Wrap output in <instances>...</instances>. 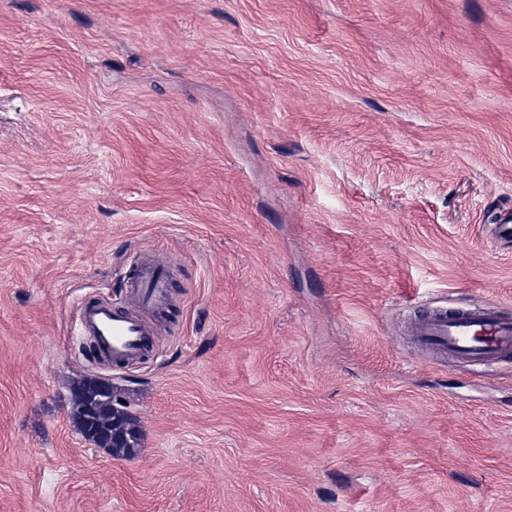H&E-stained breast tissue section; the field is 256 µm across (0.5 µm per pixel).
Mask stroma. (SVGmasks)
I'll use <instances>...</instances> for the list:
<instances>
[{
	"label": "stroma",
	"instance_id": "35a3bbf8",
	"mask_svg": "<svg viewBox=\"0 0 512 512\" xmlns=\"http://www.w3.org/2000/svg\"><path fill=\"white\" fill-rule=\"evenodd\" d=\"M512 0H0V512H512ZM170 268L152 349L83 301ZM111 379L124 458L71 416ZM491 300L454 311L430 310L412 323L410 334L424 350L441 358L489 364L512 356V319ZM80 334L91 336L99 358L124 367L145 357L151 333L138 310H121L105 302L83 303L78 309Z\"/></svg>",
	"mask_w": 512,
	"mask_h": 512
}]
</instances>
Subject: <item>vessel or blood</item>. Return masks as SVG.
<instances>
[{
    "label": "vessel or blood",
    "instance_id": "b4317fda",
    "mask_svg": "<svg viewBox=\"0 0 512 512\" xmlns=\"http://www.w3.org/2000/svg\"><path fill=\"white\" fill-rule=\"evenodd\" d=\"M138 300L134 310L105 302L81 304L80 334L92 337L99 357L116 367L141 360L150 343V331L141 319L144 309L166 307L170 295L168 271L154 263L137 264L128 279ZM501 304L491 300L454 311L431 310L412 323L410 334L424 350L441 358L489 364L512 356V319L504 318Z\"/></svg>",
    "mask_w": 512,
    "mask_h": 512
}]
</instances>
